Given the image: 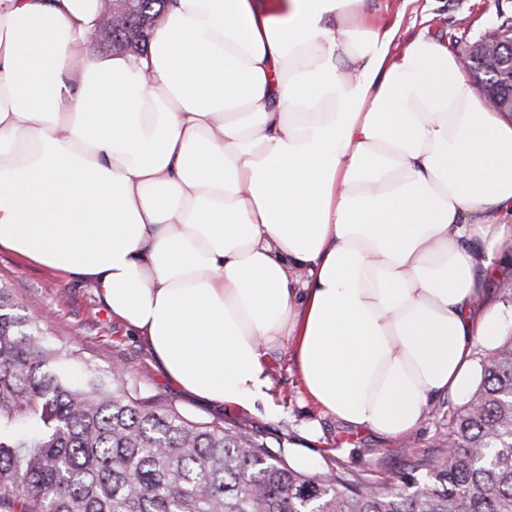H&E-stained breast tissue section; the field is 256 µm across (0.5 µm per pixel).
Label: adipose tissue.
Listing matches in <instances>:
<instances>
[{"label": "adipose tissue", "instance_id": "adipose-tissue-1", "mask_svg": "<svg viewBox=\"0 0 512 512\" xmlns=\"http://www.w3.org/2000/svg\"><path fill=\"white\" fill-rule=\"evenodd\" d=\"M362 2L169 0L146 55L92 58L101 0H0V245L190 393L251 409L290 343L316 405L395 438L512 333V122ZM495 262L497 263L498 276L491 283L488 288V302L501 303L506 309L512 306V292L509 294L503 293L499 288L500 282L503 280L512 281V239L511 235L504 244L500 251L497 253Z\"/></svg>", "mask_w": 512, "mask_h": 512}]
</instances>
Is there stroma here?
<instances>
[{
    "instance_id": "obj_1",
    "label": "stroma",
    "mask_w": 512,
    "mask_h": 512,
    "mask_svg": "<svg viewBox=\"0 0 512 512\" xmlns=\"http://www.w3.org/2000/svg\"><path fill=\"white\" fill-rule=\"evenodd\" d=\"M368 12L382 21L399 23L400 41L425 31L461 50L491 33L512 17V0H365ZM0 275L11 281L22 311L33 317L50 314L51 336L82 349L103 371L120 364L149 396L189 415L245 427L275 452L296 462V449L313 455L318 474L343 467L363 477L369 486L389 485L406 469L408 460L434 455L442 448L440 436L448 429V412L460 406L459 398L437 399L410 438L385 439L363 429H351L324 414L306 395L291 353H284L271 371L268 399L252 409L240 410L211 404L172 384L162 372L143 337L113 319L94 288L27 262L0 247ZM317 423V440L302 436V427Z\"/></svg>"
}]
</instances>
